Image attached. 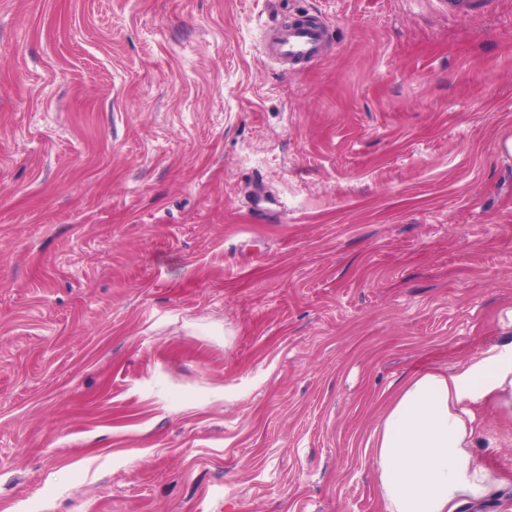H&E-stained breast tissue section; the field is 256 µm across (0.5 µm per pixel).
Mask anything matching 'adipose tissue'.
Segmentation results:
<instances>
[{"label": "adipose tissue", "instance_id": "ef3b65f1", "mask_svg": "<svg viewBox=\"0 0 512 512\" xmlns=\"http://www.w3.org/2000/svg\"><path fill=\"white\" fill-rule=\"evenodd\" d=\"M487 411L512 421V336L398 390L371 437L382 512H462L485 499L501 482L477 452Z\"/></svg>", "mask_w": 512, "mask_h": 512}]
</instances>
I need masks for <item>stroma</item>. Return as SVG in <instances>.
<instances>
[{
    "mask_svg": "<svg viewBox=\"0 0 512 512\" xmlns=\"http://www.w3.org/2000/svg\"><path fill=\"white\" fill-rule=\"evenodd\" d=\"M0 0V512H381L398 387L512 310V0ZM479 455L512 512V426ZM329 40L326 24L314 17L290 20L270 30L262 42V52L283 66L295 69L319 61Z\"/></svg>",
    "mask_w": 512,
    "mask_h": 512,
    "instance_id": "35a3bbf8",
    "label": "stroma"
}]
</instances>
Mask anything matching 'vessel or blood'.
Masks as SVG:
<instances>
[{
	"label": "vessel or blood",
	"mask_w": 512,
	"mask_h": 512,
	"mask_svg": "<svg viewBox=\"0 0 512 512\" xmlns=\"http://www.w3.org/2000/svg\"><path fill=\"white\" fill-rule=\"evenodd\" d=\"M329 40L326 24L314 17L291 20L270 30L262 42L268 58L295 69L319 61Z\"/></svg>",
	"instance_id": "b4317fda"
}]
</instances>
